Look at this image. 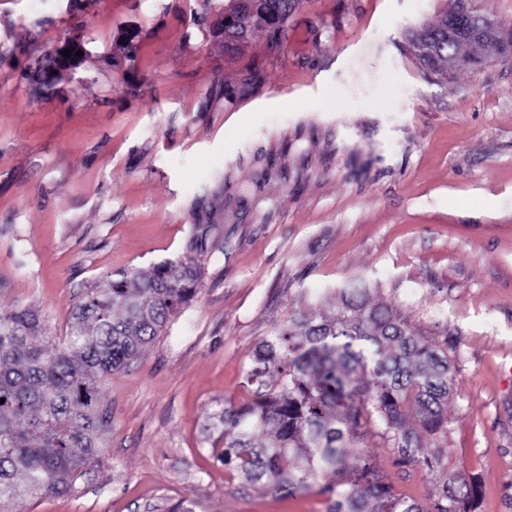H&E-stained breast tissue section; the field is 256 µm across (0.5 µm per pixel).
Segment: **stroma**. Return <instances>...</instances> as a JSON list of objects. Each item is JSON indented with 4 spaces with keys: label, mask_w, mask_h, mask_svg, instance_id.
Segmentation results:
<instances>
[{
    "label": "stroma",
    "mask_w": 512,
    "mask_h": 512,
    "mask_svg": "<svg viewBox=\"0 0 512 512\" xmlns=\"http://www.w3.org/2000/svg\"><path fill=\"white\" fill-rule=\"evenodd\" d=\"M460 1L512 30V0H300L279 49L260 38L228 62L197 0H0L2 41L78 28L89 81L43 97L18 77L27 55L0 68V311L36 312L44 345L102 275L183 256L198 219L224 229L199 294L104 386L103 463L22 512H327L318 488L231 476L205 427L251 400L256 346L332 315L353 278L456 340L448 470L477 477L476 512H512V61L450 78L412 41ZM124 27L141 36L136 96L112 57ZM363 449L397 493L440 490Z\"/></svg>",
    "instance_id": "stroma-1"
}]
</instances>
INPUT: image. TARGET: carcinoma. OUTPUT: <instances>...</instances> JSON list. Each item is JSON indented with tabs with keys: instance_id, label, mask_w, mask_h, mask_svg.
Segmentation results:
<instances>
[{
	"instance_id": "carcinoma-1",
	"label": "carcinoma",
	"mask_w": 512,
	"mask_h": 512,
	"mask_svg": "<svg viewBox=\"0 0 512 512\" xmlns=\"http://www.w3.org/2000/svg\"><path fill=\"white\" fill-rule=\"evenodd\" d=\"M297 4L202 0L205 12L217 11L224 56L234 59L257 38L277 47ZM454 20L456 8L420 29L419 57L428 68L473 52L466 25L431 46ZM138 36L125 29L112 44L113 57L126 64L130 91L140 88ZM22 49L29 51L23 78L53 95L85 46L76 34L34 50L24 40L0 42V65ZM68 49L72 53L63 56ZM218 243L216 225L194 224L184 256L148 271L102 276L86 289L63 339L50 350L30 342L40 327L36 313L25 307L0 313V512L66 491L84 470L103 463L112 413L101 403L102 385L194 299L202 261ZM438 336L409 328L392 306L371 302L363 281L350 280L333 318L299 314L260 344L246 372L254 399L224 407L208 426L220 431L217 459L275 493L318 485L333 497L328 512H476V479L448 474V449L440 444L448 435L458 354L448 330ZM424 434L437 441L430 453L420 447ZM369 435L391 450L405 474L443 473L441 492L425 501L396 494L378 462L363 452L346 466L349 450Z\"/></svg>"
}]
</instances>
